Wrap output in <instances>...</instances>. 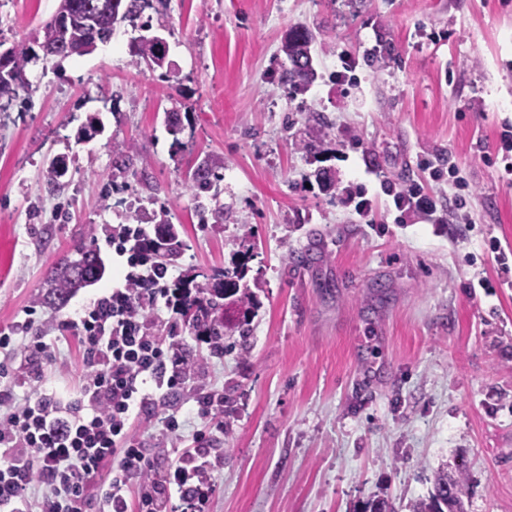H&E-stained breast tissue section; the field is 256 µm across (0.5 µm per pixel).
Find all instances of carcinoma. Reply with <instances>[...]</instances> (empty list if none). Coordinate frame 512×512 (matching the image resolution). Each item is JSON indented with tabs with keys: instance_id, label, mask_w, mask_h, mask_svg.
I'll return each instance as SVG.
<instances>
[{
	"instance_id": "1",
	"label": "carcinoma",
	"mask_w": 512,
	"mask_h": 512,
	"mask_svg": "<svg viewBox=\"0 0 512 512\" xmlns=\"http://www.w3.org/2000/svg\"><path fill=\"white\" fill-rule=\"evenodd\" d=\"M152 7L151 0H112V10L98 8V0H59L53 17L34 30L29 40L18 41L9 48L8 72L0 75V102L14 100L19 90L29 87V82L18 81L17 75L26 74L27 66L39 58L37 50L44 46L57 49V56L68 58L75 55V48L85 44L91 36V27L112 29L124 22L138 20L145 9ZM69 16L74 21L63 25L59 17ZM313 34L302 27H293L282 42L281 51L287 57L289 67L282 71L281 81L288 84L296 94H303L317 79L311 46ZM168 52L165 39L160 36L138 39L131 43V64L139 66L152 63L162 66ZM66 174L63 162L49 164L45 169V180L52 188L60 187V178ZM212 168L205 165L193 174L190 189L197 198L212 189ZM160 241L149 245L148 253L161 259L172 260L180 249L181 242L173 225L160 219L158 224ZM105 274V265L94 243L78 250V258L61 260L47 272L44 280L45 292L38 302L61 311L79 291L99 282ZM244 271H224L204 277L198 282L192 277L176 287L181 315L191 322L196 331L208 336L211 344H222L224 320L216 313L226 309V300L246 307L254 304L255 295L247 285L240 284ZM466 474L450 464L440 468L434 478V491L426 499L412 504V512H467L464 496Z\"/></svg>"
}]
</instances>
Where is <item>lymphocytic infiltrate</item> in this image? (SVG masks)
<instances>
[{
	"instance_id": "obj_1",
	"label": "lymphocytic infiltrate",
	"mask_w": 512,
	"mask_h": 512,
	"mask_svg": "<svg viewBox=\"0 0 512 512\" xmlns=\"http://www.w3.org/2000/svg\"><path fill=\"white\" fill-rule=\"evenodd\" d=\"M151 238L146 224L107 230L106 245L128 270L63 324L76 333L85 368L69 402L44 380L55 360L44 336L21 342L0 330V354L24 346L37 384L35 395H19L0 363V512H167L172 498H200L217 468V451L200 433L161 476L131 434L134 419L181 383L178 352L148 325L177 307L169 268L144 252Z\"/></svg>"
}]
</instances>
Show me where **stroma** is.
<instances>
[{
    "label": "stroma",
    "instance_id": "1",
    "mask_svg": "<svg viewBox=\"0 0 512 512\" xmlns=\"http://www.w3.org/2000/svg\"><path fill=\"white\" fill-rule=\"evenodd\" d=\"M57 6L0 0V38L24 39ZM149 15L163 67L108 43L40 59L0 108V328L34 310L56 339L46 383L69 397L83 366L57 326L121 275L102 225L166 209L183 242L174 275L243 259L260 301L220 357L181 327L175 346L202 366L132 427L167 469L206 427L196 394L224 393V466L204 512H366L379 499L409 512L444 463L467 474L468 512H512V288L490 249L512 252V170L497 154L512 126V0H168ZM298 24L316 37L318 77L295 95L280 47ZM116 140L137 146L123 170ZM56 155L68 174L53 190ZM208 162L220 224L189 188ZM452 163L472 193L453 219ZM411 184L435 196L434 216L397 209ZM90 240L100 284L59 313L37 303L49 268ZM481 279L492 294L473 290Z\"/></svg>",
    "mask_w": 512,
    "mask_h": 512
}]
</instances>
